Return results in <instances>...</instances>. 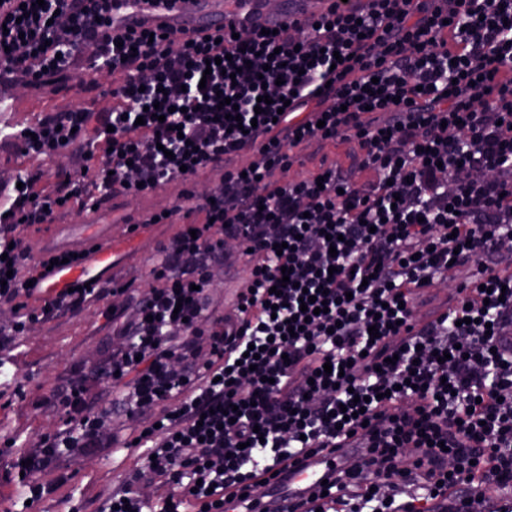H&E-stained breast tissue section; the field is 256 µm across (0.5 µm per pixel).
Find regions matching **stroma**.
Masks as SVG:
<instances>
[{
    "label": "stroma",
    "mask_w": 512,
    "mask_h": 512,
    "mask_svg": "<svg viewBox=\"0 0 512 512\" xmlns=\"http://www.w3.org/2000/svg\"><path fill=\"white\" fill-rule=\"evenodd\" d=\"M74 98L77 97L66 90L49 93L21 88L17 91V111L0 114V120L32 126L44 114L70 107ZM295 155L296 159L287 173L291 179L308 176L324 158L342 170L351 168V146L347 143L312 145L296 149ZM182 190V183L172 182L144 196L114 197L110 203L114 235L124 236L125 221L137 214L143 204H151L159 210L172 207L177 205ZM249 273L247 260L241 257L214 278L209 287L214 314L221 315L231 310L235 291ZM105 308V303L101 302L77 315H64L35 324L23 337L20 346L5 356V367L14 372L16 384L0 388V440L18 437L34 447L43 434L58 427L57 411L36 408L35 403L51 398L74 364L96 362L109 350L112 325L103 315ZM139 462L140 451L136 448L95 456L73 453L62 462L70 476L68 483L37 503L33 512H67L73 502L83 505L86 512H95L117 487L120 474Z\"/></svg>",
    "instance_id": "35a3bbf8"
}]
</instances>
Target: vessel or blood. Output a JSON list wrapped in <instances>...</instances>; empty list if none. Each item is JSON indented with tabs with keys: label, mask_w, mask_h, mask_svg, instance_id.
<instances>
[{
	"label": "vessel or blood",
	"mask_w": 512,
	"mask_h": 512,
	"mask_svg": "<svg viewBox=\"0 0 512 512\" xmlns=\"http://www.w3.org/2000/svg\"><path fill=\"white\" fill-rule=\"evenodd\" d=\"M334 0H279L270 8L268 0H115L109 31L123 35L132 31L205 35L234 27L250 33L281 28L288 21L304 19L326 11ZM104 209L86 210L84 217L70 224L52 225L37 256L46 261L63 253L76 254L75 262L43 270L27 291L28 302L43 307L71 288L90 281H104L114 274V256L120 251L136 252V229H129L130 240L115 242L112 227L104 219ZM344 466L339 455L321 453L304 464L281 472L262 491L263 505L278 506L308 500L322 480ZM253 499L229 498L225 512H262Z\"/></svg>",
	"instance_id": "b4317fda"
}]
</instances>
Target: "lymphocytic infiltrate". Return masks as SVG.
Returning <instances> with one entry per match:
<instances>
[{
    "label": "lymphocytic infiltrate",
    "instance_id": "lymphocytic-infiltrate-1",
    "mask_svg": "<svg viewBox=\"0 0 512 512\" xmlns=\"http://www.w3.org/2000/svg\"><path fill=\"white\" fill-rule=\"evenodd\" d=\"M112 2L0 0V72L57 90L89 68L113 100L7 135L21 154L72 150L85 172L77 183L30 171L0 196V307L13 314L0 349L109 293L28 310L19 271L34 262L18 228L189 181L245 150L256 159L194 206L152 215L182 225L154 270L164 285L113 326L104 365L74 368L54 394L63 426L20 450L23 500L65 484L46 476L64 451L117 445L116 411L141 464L97 512H224L225 493L256 492L351 434L368 448L313 493L320 512H433L445 499L466 512L483 488L512 486V0H370L216 42L97 38ZM336 140L355 142L368 180L327 162L282 180L293 148ZM238 238L251 276L216 317L207 288ZM473 262L455 304L416 323L417 294ZM305 294L315 310L301 311Z\"/></svg>",
    "mask_w": 512,
    "mask_h": 512
}]
</instances>
